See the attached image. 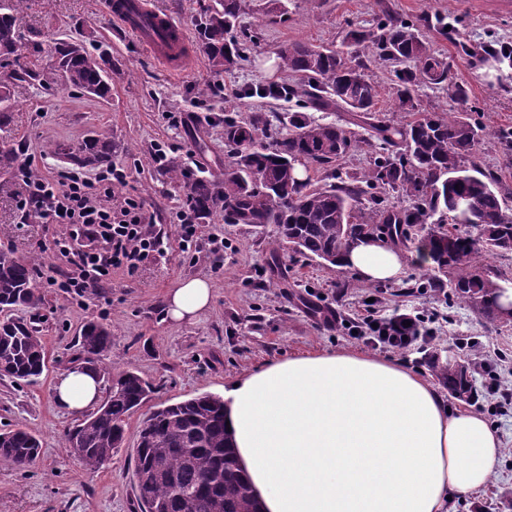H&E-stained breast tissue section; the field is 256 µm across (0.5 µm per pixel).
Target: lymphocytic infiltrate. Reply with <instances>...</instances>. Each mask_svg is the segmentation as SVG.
Returning <instances> with one entry per match:
<instances>
[{
	"label": "lymphocytic infiltrate",
	"mask_w": 512,
	"mask_h": 512,
	"mask_svg": "<svg viewBox=\"0 0 512 512\" xmlns=\"http://www.w3.org/2000/svg\"><path fill=\"white\" fill-rule=\"evenodd\" d=\"M20 174L27 185V194L19 203L23 213L38 214L60 227L55 245L70 270L50 280V287L73 299L84 297L104 287L113 270L134 271L157 251L160 239L152 231L142 203L115 194L116 187L127 181L125 168L109 166L92 181L74 173L50 180L35 174L26 164L21 166ZM176 222L182 252H195L205 244L215 258H223V237L206 233L191 208L180 209ZM428 322L421 311L379 315L375 304L369 302L363 314L350 320L349 327L355 330L356 341L383 353L412 355V364L418 367L429 356L436 338Z\"/></svg>",
	"instance_id": "obj_1"
}]
</instances>
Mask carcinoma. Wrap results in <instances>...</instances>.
I'll return each mask as SVG.
<instances>
[{
	"label": "carcinoma",
	"instance_id": "cac0c4a2",
	"mask_svg": "<svg viewBox=\"0 0 512 512\" xmlns=\"http://www.w3.org/2000/svg\"><path fill=\"white\" fill-rule=\"evenodd\" d=\"M27 2L0 0V66L11 67L0 73V126L9 121L14 81L51 90L62 80L77 92L89 89L100 99L111 92L112 58L105 50L94 55L83 44L59 39L48 51L53 62L47 66L38 54H21L18 20ZM240 11L241 0H212L197 20L200 50L217 73L231 70L246 56V43L233 34ZM369 38L387 59L412 63L395 71L400 102L411 104L415 88L448 79V62L429 51L417 22L385 19L373 36L352 34L357 43ZM280 59L284 69L300 75L299 81L260 87L254 94L296 99L304 109L334 105L348 112L374 111L376 86L343 52L293 42L280 51ZM453 98L460 106L453 116L419 111L405 126L371 124L385 153L360 180L319 190L312 188L311 177H299L298 167L324 170L354 143L345 127L319 123L300 111L288 118V131L269 145L258 141L271 126L265 113H254L246 123L224 119V142L230 148L224 178L190 180L173 170L170 179L187 190L198 218L220 212L226 224L272 226L277 247L333 266L362 237L385 235L411 244L427 252L434 263L426 287H448L449 294L479 319L493 324L498 321L495 300L503 287L484 260L512 253V209L505 206L499 180L481 171L475 161L483 130L471 121L467 89L455 86ZM62 153L83 167H105L112 161V142L93 134ZM386 189L400 193L410 204L386 205L381 196ZM458 224L473 228L475 234L456 233ZM39 265L33 257L0 251V314L40 305L42 297L33 284ZM111 344L107 327L95 322L86 324L78 336L85 363L96 370ZM0 360L17 381L40 377L46 353L36 328L7 316L1 319ZM473 366L469 361L431 362L448 395L462 400L474 394ZM150 392L149 382L135 371L113 378L106 399L70 432V455L90 469L105 465L124 444L128 419ZM40 450V438L26 429L0 432V464L27 468ZM134 460L140 512H259L225 430L224 401L218 395L204 393L153 410L140 423Z\"/></svg>",
	"mask_w": 512,
	"mask_h": 512
}]
</instances>
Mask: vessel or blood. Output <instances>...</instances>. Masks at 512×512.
I'll use <instances>...</instances> for the list:
<instances>
[{
    "mask_svg": "<svg viewBox=\"0 0 512 512\" xmlns=\"http://www.w3.org/2000/svg\"><path fill=\"white\" fill-rule=\"evenodd\" d=\"M115 25L125 30L172 72L183 71L190 59L183 30L151 0H108Z\"/></svg>",
    "mask_w": 512,
    "mask_h": 512,
    "instance_id": "obj_1",
    "label": "vessel or blood"
}]
</instances>
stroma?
<instances>
[{"mask_svg":"<svg viewBox=\"0 0 512 512\" xmlns=\"http://www.w3.org/2000/svg\"><path fill=\"white\" fill-rule=\"evenodd\" d=\"M152 2L188 38L195 62L186 73L163 67L118 30L105 0H30L19 17L24 53L48 49L59 38L83 42L92 52L108 50L112 92L102 100L62 86L49 93L14 82L13 108L9 123L0 127V147L15 149L33 171L55 178L74 169L55 154V147L104 135L113 145V163L129 171L119 195L142 200L168 248L150 255L134 273L114 271L109 288L90 293L79 305L48 285L69 270L54 245L57 225L23 215L18 195L0 192V250L42 261L35 276L42 302L19 315L39 330L47 359L46 371L34 382L0 377V431L23 427L42 440L40 456L28 468L0 464V512H139L133 448L144 412L130 418L124 448L109 464L90 471L65 448L68 431L83 420V413L66 412L52 398L54 378L79 361L77 339L90 321L106 325L112 335L102 378L131 368L153 383L144 411L203 393L223 394L239 376L292 355L357 349L344 328L324 325L320 310L328 306L342 318H354L362 314L368 294L379 297L378 311L384 316L413 310L432 315L440 359L480 360L500 352L504 358L493 368L512 378V321L487 325L447 291L424 288L427 267L416 249L408 250L400 279L368 283L311 256L273 252L270 231L228 224L218 215L208 229L224 238V265L219 268L208 250L193 256L180 252L173 217L185 205L187 191L168 176L170 169L189 167L197 177H223L230 155L224 143L225 117L246 121L253 113L267 112L287 121L294 103L253 94L259 86L298 82L297 74L280 66L283 46L303 41L338 47L351 31L375 32L378 20L387 15L412 20L440 16L448 33L427 26L421 32L431 52L447 59L448 79L416 88L412 106L397 98L395 63L375 45L355 48L354 60L379 91L372 118L402 126L417 108L454 114L453 89L465 86L472 117L484 130L476 161L512 187V140L507 137L512 131V70H499L487 54L491 48H512V10H500L497 0H242L240 26L253 37L249 58L217 74L199 49L196 27L211 0ZM218 83L226 86V94L211 92ZM315 118L344 126L356 144L335 162L334 175L314 173V187L361 176L372 167L381 149L369 124L341 109L316 113ZM159 145L167 151L162 166L152 160ZM198 275L213 283L210 308L191 323L165 321L162 301L168 288ZM468 336L477 338V346L459 350L460 339ZM496 426L504 445L496 473L479 493L455 496L448 512H471L477 504L484 512H512V412L498 416Z\"/></svg>","mask_w":512,"mask_h":512,"instance_id":"obj_1","label":"stroma"}]
</instances>
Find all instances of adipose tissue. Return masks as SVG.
Wrapping results in <instances>:
<instances>
[{
    "instance_id": "ef3b65f1",
    "label": "adipose tissue",
    "mask_w": 512,
    "mask_h": 512,
    "mask_svg": "<svg viewBox=\"0 0 512 512\" xmlns=\"http://www.w3.org/2000/svg\"><path fill=\"white\" fill-rule=\"evenodd\" d=\"M342 269L374 282L402 275V252L382 239L354 243ZM209 280L183 279L163 306L194 321ZM90 366L52 385L59 408L81 412L100 396ZM239 464L265 512H443L448 496L480 491L501 455L481 412H450L442 395L402 364L357 351L289 357L224 391Z\"/></svg>"
}]
</instances>
